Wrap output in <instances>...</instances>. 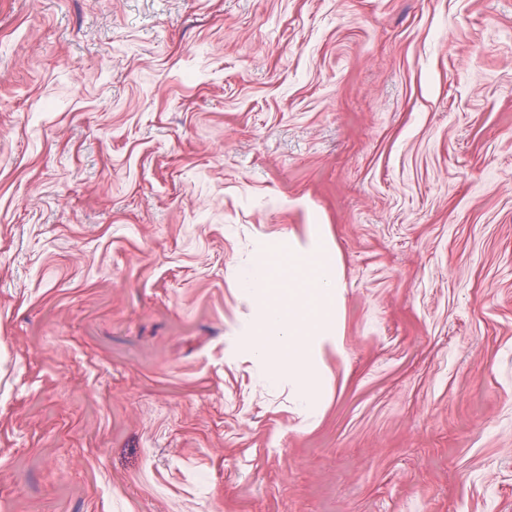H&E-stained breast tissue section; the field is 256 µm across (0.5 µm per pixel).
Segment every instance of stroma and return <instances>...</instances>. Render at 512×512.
I'll return each mask as SVG.
<instances>
[{"mask_svg":"<svg viewBox=\"0 0 512 512\" xmlns=\"http://www.w3.org/2000/svg\"><path fill=\"white\" fill-rule=\"evenodd\" d=\"M0 512H512V0H0Z\"/></svg>","mask_w":512,"mask_h":512,"instance_id":"1","label":"stroma"}]
</instances>
